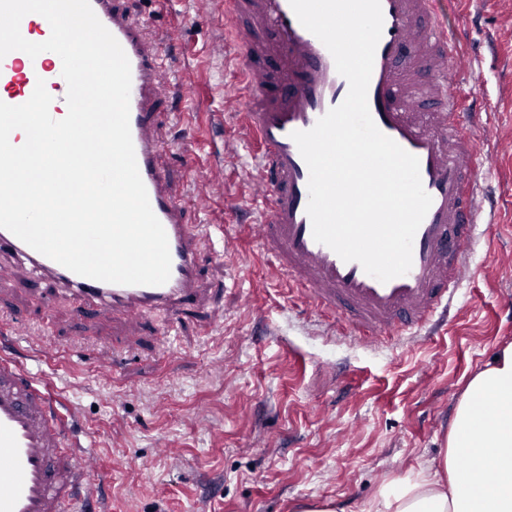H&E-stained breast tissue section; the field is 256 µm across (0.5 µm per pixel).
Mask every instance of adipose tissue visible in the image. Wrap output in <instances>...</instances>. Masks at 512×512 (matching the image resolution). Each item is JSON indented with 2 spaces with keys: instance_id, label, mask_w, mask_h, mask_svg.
I'll list each match as a JSON object with an SVG mask.
<instances>
[{
  "instance_id": "obj_1",
  "label": "adipose tissue",
  "mask_w": 512,
  "mask_h": 512,
  "mask_svg": "<svg viewBox=\"0 0 512 512\" xmlns=\"http://www.w3.org/2000/svg\"><path fill=\"white\" fill-rule=\"evenodd\" d=\"M360 512H512V343L468 381L437 464L388 482Z\"/></svg>"
}]
</instances>
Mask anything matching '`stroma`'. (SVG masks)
Returning <instances> with one entry per match:
<instances>
[{"instance_id":"1","label":"stroma","mask_w":512,"mask_h":512,"mask_svg":"<svg viewBox=\"0 0 512 512\" xmlns=\"http://www.w3.org/2000/svg\"><path fill=\"white\" fill-rule=\"evenodd\" d=\"M123 7L177 31L171 77L189 114L162 118L160 162L189 222L223 225L224 242L203 244V298L164 348L162 315L79 320L63 295L46 314L0 262V308L46 332L36 346L19 333L9 350L76 411L99 455L95 512H296L317 500L359 512L387 479L438 459L467 380L512 342V0L440 4L476 61L464 82L497 105L482 143L497 167L481 178L499 208L445 332L376 349L291 290L252 230L263 204L224 0Z\"/></svg>"}]
</instances>
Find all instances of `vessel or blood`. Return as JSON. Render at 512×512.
Here are the masks:
<instances>
[{"instance_id":"obj_1","label":"vessel or blood","mask_w":512,"mask_h":512,"mask_svg":"<svg viewBox=\"0 0 512 512\" xmlns=\"http://www.w3.org/2000/svg\"><path fill=\"white\" fill-rule=\"evenodd\" d=\"M120 0H90L131 65L130 129L140 176L151 207L165 228L171 255L169 280L159 286L119 285L73 273L0 228V254L12 257L20 281L51 310L55 298L41 280L53 276L72 298L76 315L101 321L119 313L138 321L154 312L166 320L158 341L167 344L179 316L201 300L202 224L189 223L160 163L159 109L173 101L166 65L167 38L146 18L130 16ZM438 0H381L384 24L368 87L369 110L378 128L416 156L432 205L413 241L412 266L380 282L359 263L343 261L316 242L306 212L309 169L291 134L311 129L345 99L349 85L323 43L297 20L289 0H225L224 26L238 47L239 69L249 89L241 119L258 152L256 190L266 200L254 231L278 270L302 290L317 311L347 321L352 343L415 333L447 315L470 270L488 223L479 171L492 164L481 152L490 127L489 97L470 101L455 94L456 75L474 66ZM25 39L51 34L41 15L20 24ZM52 96L50 114L66 116L67 83L62 61L51 51L30 57L15 50L0 59V101L29 100L37 80ZM74 410L11 358L0 357V512H76L88 492L99 458L73 433Z\"/></svg>"}]
</instances>
